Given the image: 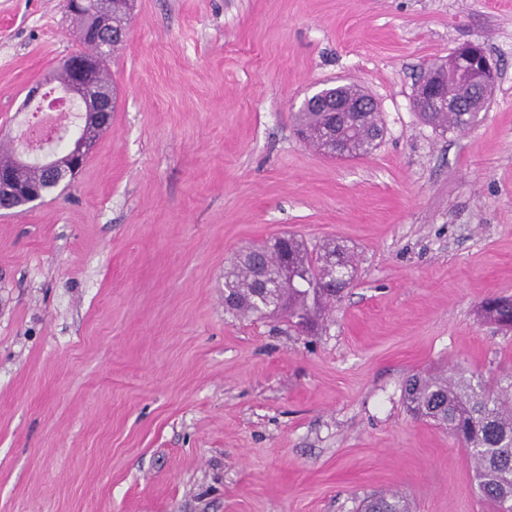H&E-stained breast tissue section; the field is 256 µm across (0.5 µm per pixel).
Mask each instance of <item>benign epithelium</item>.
<instances>
[{"label":"benign epithelium","instance_id":"obj_1","mask_svg":"<svg viewBox=\"0 0 512 512\" xmlns=\"http://www.w3.org/2000/svg\"><path fill=\"white\" fill-rule=\"evenodd\" d=\"M80 38L90 51L66 61L64 67L70 77L59 86L65 101L81 104L79 131L72 138L68 137V131L60 132L61 139H69L62 150L54 146L37 154L23 148L14 150L10 160L0 164V210H11L40 199L39 186L18 182L16 169L37 168L44 180L61 172L76 173L85 165L97 137L111 124L112 86L97 85L96 77L98 57L112 52L114 36L110 30L86 27L80 29ZM425 73L427 78L418 81L413 94L414 110L424 116L431 112L471 110L476 102L488 97L499 81L497 62L476 42L457 47L448 58L427 66ZM315 97L325 101L326 112H369L377 107L376 101L366 94L338 101L321 90ZM290 266L286 257L277 275L269 277L262 272L258 277L271 308L285 305L283 288Z\"/></svg>","mask_w":512,"mask_h":512}]
</instances>
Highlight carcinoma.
<instances>
[{"instance_id": "cac0c4a2", "label": "carcinoma", "mask_w": 512, "mask_h": 512, "mask_svg": "<svg viewBox=\"0 0 512 512\" xmlns=\"http://www.w3.org/2000/svg\"><path fill=\"white\" fill-rule=\"evenodd\" d=\"M475 112H435L428 124L441 132L461 131L476 121ZM301 137L319 148L336 145L346 158L370 154L384 134L381 113L365 112L354 121L346 113L336 124L320 106L295 114ZM288 252L295 255L292 276L285 288L288 323L304 331L313 330L328 305L340 298L352 283L354 259L339 242L312 247L288 235ZM283 258L277 246L260 255L246 250L244 264L233 268L224 281V307L236 315L255 319L267 317L257 298L255 280L261 267L275 269ZM485 317L505 330L512 329V299L491 297L483 304ZM407 404L415 416L448 429L466 450V460L476 481L478 496L491 502L496 512H512V381L492 387L483 379L463 372L450 376H413L406 383ZM362 512H406L396 495L372 497Z\"/></svg>"}]
</instances>
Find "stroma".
I'll return each mask as SVG.
<instances>
[{"mask_svg": "<svg viewBox=\"0 0 512 512\" xmlns=\"http://www.w3.org/2000/svg\"><path fill=\"white\" fill-rule=\"evenodd\" d=\"M494 102L441 132L412 103L458 45ZM66 0H0V141L29 84L84 52ZM117 103L65 191L0 212V512H494L465 450L407 409L410 376L512 377V0H134ZM377 101L371 154L293 116ZM286 232L357 275L317 331L224 308V271ZM485 317L500 328L512 329V299L491 297L483 304ZM364 512H406L401 499L396 495L372 497L364 502Z\"/></svg>", "mask_w": 512, "mask_h": 512, "instance_id": "35a3bbf8", "label": "stroma"}]
</instances>
